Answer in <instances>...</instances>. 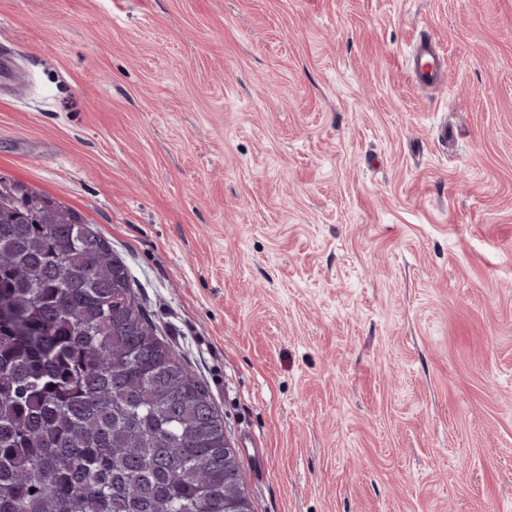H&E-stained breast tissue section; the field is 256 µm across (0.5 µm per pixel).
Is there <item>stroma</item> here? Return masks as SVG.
Here are the masks:
<instances>
[{
    "instance_id": "obj_1",
    "label": "stroma",
    "mask_w": 512,
    "mask_h": 512,
    "mask_svg": "<svg viewBox=\"0 0 512 512\" xmlns=\"http://www.w3.org/2000/svg\"><path fill=\"white\" fill-rule=\"evenodd\" d=\"M0 179L110 243L254 512H512V0H0ZM411 66L413 78L420 87H435L445 79L446 61L430 34L420 36L412 53Z\"/></svg>"
}]
</instances>
